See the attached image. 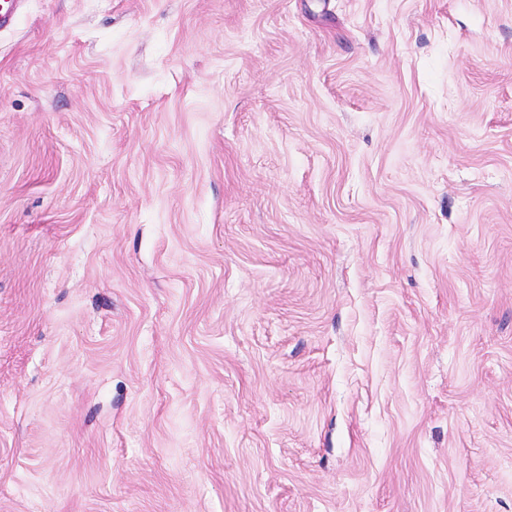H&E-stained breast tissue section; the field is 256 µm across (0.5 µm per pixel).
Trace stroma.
<instances>
[{
	"label": "stroma",
	"instance_id": "35a3bbf8",
	"mask_svg": "<svg viewBox=\"0 0 512 512\" xmlns=\"http://www.w3.org/2000/svg\"><path fill=\"white\" fill-rule=\"evenodd\" d=\"M0 512H512V0H24Z\"/></svg>",
	"mask_w": 512,
	"mask_h": 512
}]
</instances>
